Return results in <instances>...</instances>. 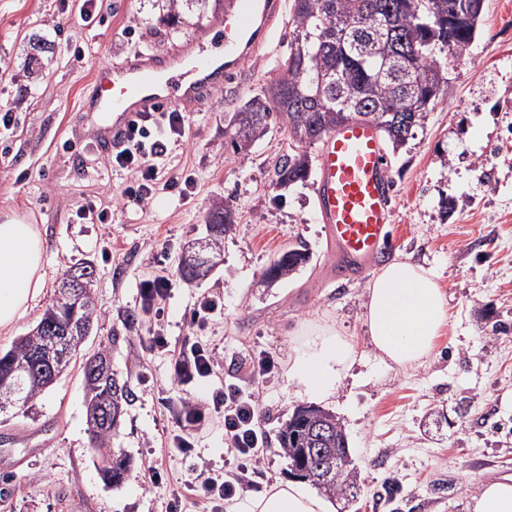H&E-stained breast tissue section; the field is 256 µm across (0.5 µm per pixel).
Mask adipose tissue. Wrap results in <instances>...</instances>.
<instances>
[{
  "instance_id": "obj_1",
  "label": "adipose tissue",
  "mask_w": 512,
  "mask_h": 512,
  "mask_svg": "<svg viewBox=\"0 0 512 512\" xmlns=\"http://www.w3.org/2000/svg\"><path fill=\"white\" fill-rule=\"evenodd\" d=\"M45 254L37 225L13 214L0 219V332L13 328L39 299ZM366 295L365 324L376 359L407 367L428 358L449 324L446 295L436 274L396 257L377 270ZM356 359L351 340L333 326H314L290 369L297 395H334ZM243 512H336V506L305 482L291 480L247 494Z\"/></svg>"
}]
</instances>
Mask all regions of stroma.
Segmentation results:
<instances>
[{
	"mask_svg": "<svg viewBox=\"0 0 512 512\" xmlns=\"http://www.w3.org/2000/svg\"><path fill=\"white\" fill-rule=\"evenodd\" d=\"M81 5L0 0V107L13 115L0 126V216L27 217L47 247L43 292L0 332V352L38 323L67 268L91 264L101 313L85 349H107L135 395L110 443L130 457L133 472L118 486L102 480L76 366L24 408L0 414V512H165L171 491L190 477L166 446L180 398L204 414L193 459L215 474L234 464L210 408L213 390L229 382L257 396L268 437L245 491L290 480L277 431L304 402L289 369L304 331L317 323L333 325L358 349L336 395L321 403L343 426L360 473L355 498L340 500L339 512H467L483 482L512 475V0H485L482 25L452 61L437 104L388 155L396 222L379 260L401 254L432 268L451 314L431 356L410 369L373 357L363 324L366 280L331 281L312 185L274 188L276 164L295 150L285 127L244 151L224 133L233 112L281 76L293 0H283L269 40L238 71L186 107V135L170 141L160 175L191 171L194 197L162 192L143 209L121 204L127 175L113 168L99 118L83 106L98 67L170 53L196 30L172 29L154 0H100L87 24ZM217 200L233 218L224 262L206 279L185 282L180 255L207 237ZM88 202L111 206V223L80 219ZM299 241L310 262L290 277L268 278L274 258ZM157 275L173 281L166 351L150 347L154 316L139 306L141 280ZM209 293L223 296L224 313L193 329L191 311ZM196 337L217 349L221 366L211 378L175 382L172 352ZM260 352L274 362L264 377L247 370ZM394 477L403 493L391 501L384 486Z\"/></svg>",
	"mask_w": 512,
	"mask_h": 512,
	"instance_id": "35a3bbf8",
	"label": "stroma"
}]
</instances>
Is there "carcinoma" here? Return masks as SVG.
I'll return each mask as SVG.
<instances>
[{
    "mask_svg": "<svg viewBox=\"0 0 512 512\" xmlns=\"http://www.w3.org/2000/svg\"><path fill=\"white\" fill-rule=\"evenodd\" d=\"M167 18L180 21L185 11L197 10L200 27L222 0H160ZM475 0H293L292 35L282 76L269 89L250 98L231 117L232 143L244 148L263 138L273 124H284L301 151L287 155L275 169L274 185L308 181L311 156L305 148L318 143L349 120L369 119L393 149L414 137L447 82L448 57L462 56L480 27L484 10ZM416 46V52L398 57V42ZM214 225L205 242L208 251H221L224 233L232 226L231 213L220 201L208 213ZM310 259L299 242L270 264L268 275H289ZM100 305L79 300L59 287L38 325L0 353V382L18 384L12 392L0 390V412L25 406L48 389L40 379L19 372L31 353L42 349L43 324L91 326ZM86 422L94 447L104 450L103 479L121 484L129 461L111 452L112 432L120 425L132 393L110 371L84 377ZM280 447L294 471L312 475L319 490L345 495L357 484L353 463L336 465V449L348 447L335 414L314 405L297 407L282 425ZM321 448L318 454L314 449Z\"/></svg>",
    "mask_w": 512,
    "mask_h": 512,
    "instance_id": "cac0c4a2",
    "label": "carcinoma"
}]
</instances>
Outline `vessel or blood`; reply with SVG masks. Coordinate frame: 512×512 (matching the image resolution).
Wrapping results in <instances>:
<instances>
[{"label": "vessel or blood", "instance_id": "obj_1", "mask_svg": "<svg viewBox=\"0 0 512 512\" xmlns=\"http://www.w3.org/2000/svg\"><path fill=\"white\" fill-rule=\"evenodd\" d=\"M279 0H224L212 28L224 35L214 52L191 39L178 55L96 71L98 112L120 138L141 112L177 108L220 86L265 38ZM314 181L317 221L336 252L334 276L364 277L395 222L390 166L379 129L352 121L322 141Z\"/></svg>", "mask_w": 512, "mask_h": 512}]
</instances>
